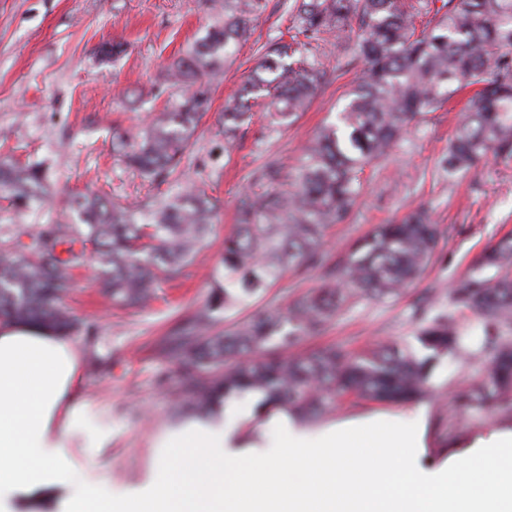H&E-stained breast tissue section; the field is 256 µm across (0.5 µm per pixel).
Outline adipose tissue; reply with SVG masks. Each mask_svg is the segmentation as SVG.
I'll return each instance as SVG.
<instances>
[{"label": "adipose tissue", "mask_w": 512, "mask_h": 512, "mask_svg": "<svg viewBox=\"0 0 512 512\" xmlns=\"http://www.w3.org/2000/svg\"><path fill=\"white\" fill-rule=\"evenodd\" d=\"M84 358L73 337L0 318V512H512V431L426 470L421 408L316 434L282 416L263 456L220 405L160 437L155 477L112 494L76 454L112 441L80 396Z\"/></svg>", "instance_id": "obj_1"}]
</instances>
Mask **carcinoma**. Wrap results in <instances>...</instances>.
Listing matches in <instances>:
<instances>
[{
  "label": "carcinoma",
  "instance_id": "1",
  "mask_svg": "<svg viewBox=\"0 0 512 512\" xmlns=\"http://www.w3.org/2000/svg\"><path fill=\"white\" fill-rule=\"evenodd\" d=\"M224 16L200 42L168 68L165 82L183 91L175 111L141 131L119 150L146 179L167 178L179 167L205 110L209 83L251 35L266 0H210ZM286 44L271 41L240 95L224 106V142L265 104L282 127L304 111L331 73L319 48L330 34L352 43L362 64L348 102L308 146L293 175L294 190L281 189L274 159L257 172L264 185L245 194L238 224L224 239L223 280L209 302L154 346L185 377L176 415L209 414L219 402L261 395L256 411L286 410L317 422L346 395L405 404L428 398L437 363L464 352L455 315L467 310L484 319L479 352L490 359L489 378L468 383L457 396L463 412L489 401L512 404V239L486 247L456 284L454 314L427 318L431 297L421 298L411 345H388L345 354L332 347L290 359L288 347L323 328L336 312L369 297L386 300L423 273L440 240L427 211L379 224L336 264L324 267V237L344 223L362 191L360 175L385 159L409 128L443 102L472 88L468 112L440 162L454 179L491 153L512 159V0H295ZM0 191L13 204L40 210L49 201V174L40 162L0 161ZM77 223L52 219L30 230L0 236V317L37 322L63 334L80 328L60 304L72 271L93 264L104 293L118 308L149 302L162 281L178 278L202 247L217 205L194 186L138 205L112 203L87 191L72 196ZM28 241H23L22 237ZM325 268L323 285L286 311L256 308L241 326L211 336L216 312L249 307L285 273Z\"/></svg>",
  "mask_w": 512,
  "mask_h": 512
}]
</instances>
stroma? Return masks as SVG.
Returning <instances> with one entry per match:
<instances>
[{"label":"stroma","instance_id":"stroma-1","mask_svg":"<svg viewBox=\"0 0 512 512\" xmlns=\"http://www.w3.org/2000/svg\"><path fill=\"white\" fill-rule=\"evenodd\" d=\"M292 4L267 0L250 40L211 83L208 110L178 178L148 182L125 166L113 144L132 140L175 104L177 90L163 86L166 69L214 24L206 0H0V158L44 162L52 182V207L46 211H23L0 198V233L65 216L69 197L88 189L124 203L173 193L189 181L204 186L221 206L206 247L181 279L163 284L149 306L113 308L88 267L75 271L64 299L85 325L75 334L86 350L81 395L112 424L109 447L81 448L77 454L93 463L113 490L149 479L166 454L155 441L173 423V392L182 377L152 348L213 294L212 275L235 222L239 194L256 190L255 175L269 158L291 170L302 149L335 122L359 77V69L345 66L335 37H327L320 54L331 80L308 109L285 128L256 111L232 150H225L224 102L239 92L262 46L287 35ZM114 44L121 45V53L104 55ZM468 99L460 94L427 114L388 158L367 167L361 198L347 222L333 225L325 239L328 258L335 261L375 225L425 207L441 238L421 278L395 298L365 299L344 309L320 333L290 347L289 356L325 345L360 353L412 342L417 330L412 309L419 298L434 296L437 308L452 310L451 290L474 258L512 234V160L487 156L452 182L439 170ZM322 283L320 272L292 271L258 303L284 310ZM479 323L476 312L465 314L459 329L468 337L469 352L444 359L433 373L436 393L423 402L422 467L439 466L478 438L512 429V410L489 406L464 416L454 401L461 382L489 370L477 351Z\"/></svg>","mask_w":512,"mask_h":512}]
</instances>
